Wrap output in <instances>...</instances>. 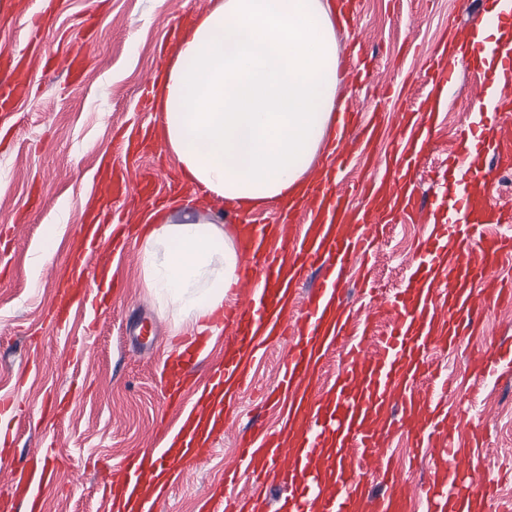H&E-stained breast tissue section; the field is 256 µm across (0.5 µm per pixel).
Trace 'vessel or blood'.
Masks as SVG:
<instances>
[{
  "instance_id": "vessel-or-blood-1",
  "label": "vessel or blood",
  "mask_w": 512,
  "mask_h": 512,
  "mask_svg": "<svg viewBox=\"0 0 512 512\" xmlns=\"http://www.w3.org/2000/svg\"><path fill=\"white\" fill-rule=\"evenodd\" d=\"M512 16V0H481L477 11H465L469 32L465 54L482 64L486 77L503 74L512 83V44L477 37L478 29ZM449 45L436 48L429 77L434 97L453 87L456 70L448 65ZM21 58L0 50V109L19 98L16 74ZM512 116V96L496 92L481 99L462 131L460 147L448 158L452 181L438 183L436 195L446 212L415 256L402 288L375 300L374 317L388 326L386 335L362 333L352 338L346 314V271L368 253L382 227L419 208L420 155L433 137L429 111L415 114L393 144L385 174L371 180L367 199L349 213L339 190L340 172L350 156L311 177L288 214L302 213L304 222L292 235L281 224H241L238 244L243 257L233 307L215 320L229 336L224 363L211 370L196 402L182 418L167 448L155 454L137 450L123 464L122 482L110 485L111 503L124 512H152L166 491L168 470L199 463L229 429L239 395L247 386L256 358L269 347L287 342L280 361L277 397L288 402V420L276 434L239 439L237 462L221 484L205 496L212 512H232L226 495L237 498L233 512H259L258 499L245 483L258 474L286 489L275 512H412L424 499L427 512H487L496 499V483L483 469L488 454L484 434L489 417L453 423L434 395L443 383L432 368V353L458 344L481 323L485 310L512 301V287L499 280L505 255L512 253V205L493 189V173L512 170L495 122ZM138 180L128 170L103 178L88 223L70 244V261L56 285L52 320L64 326L84 306L89 273L106 271L112 253L99 239L110 224L120 223L111 211L112 191ZM317 283L304 300L296 288L306 272ZM339 353L342 365L330 387L320 385L326 354ZM512 364V344L490 341L470 362L475 379L494 375ZM401 426L412 447L433 449L426 480L407 484L397 476L384 440ZM11 451L0 448V471L9 479L0 496L23 502L26 512H43L42 487L56 482L63 463L48 466L44 449L29 453L22 472H9Z\"/></svg>"
}]
</instances>
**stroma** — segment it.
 I'll return each instance as SVG.
<instances>
[{
  "label": "stroma",
  "mask_w": 512,
  "mask_h": 512,
  "mask_svg": "<svg viewBox=\"0 0 512 512\" xmlns=\"http://www.w3.org/2000/svg\"><path fill=\"white\" fill-rule=\"evenodd\" d=\"M220 0H12L10 16L0 23V44L31 54L30 78L36 88L10 113L0 112V396L15 403L0 410V437L9 436L14 467L34 447L50 458H66L68 470L45 490V512H108L104 479L94 465L102 458L120 463L134 448L178 422L163 387L167 357L191 317L162 305L148 288L143 271V226L131 215L128 231L133 255L114 264L125 283L116 293L94 284L106 312L77 316L67 329L48 317L54 275L66 259L68 242L79 233L82 197L90 194L100 158L122 142L131 127L160 130L161 115L143 108L140 88L151 73L156 49L171 36L175 14L195 19ZM356 27L337 28L342 84L337 106L368 119L381 114L380 149H387L412 110L425 104L430 86L424 79L428 58L438 43L462 37L454 21L458 0H352ZM50 16L46 41L83 55L80 80L64 75L43 79L42 62L33 57L30 19ZM374 50L368 65L377 83L358 79L359 47ZM485 78L468 70L448 96V110L437 119L436 135L420 164L429 175H446L448 154L459 144L470 112L484 93ZM58 224L51 260L36 265L46 225ZM431 223L391 224L369 260L354 269L349 299L353 326L362 329L370 316L368 298L357 284L366 281L391 291L401 287L418 243ZM512 338V315L489 308L478 335L453 352L435 351L433 360L448 377L446 400L469 412L491 407V456L486 465L496 476L498 498L491 512H512V379L467 378L470 350L486 339ZM88 343L80 359L71 352ZM285 346L264 357L251 389L243 396L231 433L195 468L185 470L160 512H199L211 482L233 460L236 435L259 424L274 430L279 417L255 408L260 393L279 378ZM68 401L64 414L43 415V406Z\"/></svg>",
  "instance_id": "1"
}]
</instances>
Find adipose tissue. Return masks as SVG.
I'll list each match as a JSON object with an SVG mask.
<instances>
[{
    "label": "adipose tissue",
    "mask_w": 512,
    "mask_h": 512,
    "mask_svg": "<svg viewBox=\"0 0 512 512\" xmlns=\"http://www.w3.org/2000/svg\"><path fill=\"white\" fill-rule=\"evenodd\" d=\"M332 0H222L199 16L158 101L164 141L187 182L235 206L294 196L339 117ZM144 276L197 332L236 286L239 257L222 225L149 215Z\"/></svg>",
    "instance_id": "1"
}]
</instances>
